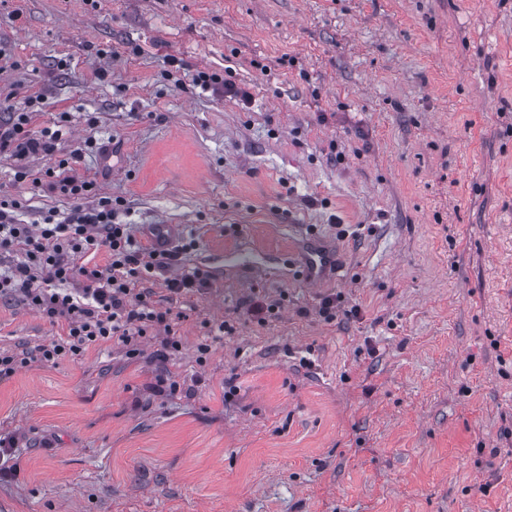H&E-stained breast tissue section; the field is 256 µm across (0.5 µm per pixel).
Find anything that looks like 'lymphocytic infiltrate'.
Wrapping results in <instances>:
<instances>
[{
  "label": "lymphocytic infiltrate",
  "mask_w": 512,
  "mask_h": 512,
  "mask_svg": "<svg viewBox=\"0 0 512 512\" xmlns=\"http://www.w3.org/2000/svg\"><path fill=\"white\" fill-rule=\"evenodd\" d=\"M32 106L28 100L0 116V157L12 159L21 177L47 184L77 205L63 221H56L51 210L42 223L24 224L15 216V204L0 202V252L13 256L11 264L0 269V298L21 297L50 323L65 321L66 332L28 351L0 352V377L108 342L136 356L143 339L158 327L165 336L157 357L168 362L181 346L175 318L172 310L156 306L142 283L167 273L169 293L180 296L208 288L209 273L185 267V246H143L130 225L119 220L111 198L100 195L97 178L72 174L70 162L80 159V151H73L68 160L55 159L62 129L30 130ZM34 157L44 161L36 170L29 166ZM101 252L108 257L102 267L93 262Z\"/></svg>",
  "instance_id": "f902f5d3"
}]
</instances>
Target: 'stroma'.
I'll use <instances>...</instances> for the list:
<instances>
[{"label": "stroma", "instance_id": "obj_1", "mask_svg": "<svg viewBox=\"0 0 512 512\" xmlns=\"http://www.w3.org/2000/svg\"><path fill=\"white\" fill-rule=\"evenodd\" d=\"M0 42L33 130L68 116L57 158L116 146L76 172L211 275L145 283L184 314L169 363L107 343L0 380V512H512V0H0ZM15 171L20 219L70 212ZM312 233L340 250L318 287ZM257 299L280 305L263 326ZM65 332L0 303V351ZM193 82L196 86L207 90L214 88L216 85H222L225 91L234 92L241 95L245 100L249 99V93L247 91L238 90L234 84L227 82L224 78L216 72L209 71H197L193 74Z\"/></svg>", "mask_w": 512, "mask_h": 512}]
</instances>
